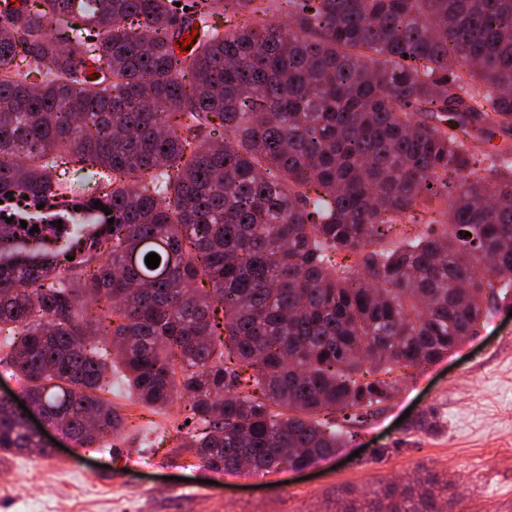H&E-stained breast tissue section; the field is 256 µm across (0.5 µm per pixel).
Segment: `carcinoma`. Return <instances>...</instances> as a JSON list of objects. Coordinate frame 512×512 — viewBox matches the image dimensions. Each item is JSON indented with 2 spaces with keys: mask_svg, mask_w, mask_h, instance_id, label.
<instances>
[{
  "mask_svg": "<svg viewBox=\"0 0 512 512\" xmlns=\"http://www.w3.org/2000/svg\"><path fill=\"white\" fill-rule=\"evenodd\" d=\"M185 27L200 39L181 56ZM511 133L512 0L8 5L0 351L85 448L122 427L98 395L118 366L138 404L184 405L204 468L332 456L396 370L512 304ZM398 224L423 228L396 241ZM0 453H51L2 398ZM452 500L420 471L336 512Z\"/></svg>",
  "mask_w": 512,
  "mask_h": 512,
  "instance_id": "cac0c4a2",
  "label": "carcinoma"
}]
</instances>
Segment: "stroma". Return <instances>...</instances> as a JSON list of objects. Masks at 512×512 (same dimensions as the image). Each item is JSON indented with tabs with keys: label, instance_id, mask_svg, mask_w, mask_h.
Returning a JSON list of instances; mask_svg holds the SVG:
<instances>
[{
	"label": "stroma",
	"instance_id": "obj_1",
	"mask_svg": "<svg viewBox=\"0 0 512 512\" xmlns=\"http://www.w3.org/2000/svg\"><path fill=\"white\" fill-rule=\"evenodd\" d=\"M107 399L126 421L110 449L0 457V512H332L338 498L366 494L379 480L413 481L421 466L454 482L453 512H512V311L503 306L477 335L402 378L345 448L302 472L199 467L176 438L177 408L149 411L123 386ZM431 408L444 422L439 434L401 420ZM376 448L392 454L372 461Z\"/></svg>",
	"mask_w": 512,
	"mask_h": 512
}]
</instances>
